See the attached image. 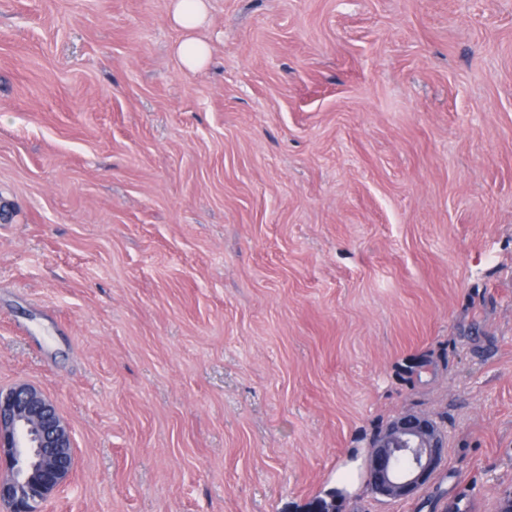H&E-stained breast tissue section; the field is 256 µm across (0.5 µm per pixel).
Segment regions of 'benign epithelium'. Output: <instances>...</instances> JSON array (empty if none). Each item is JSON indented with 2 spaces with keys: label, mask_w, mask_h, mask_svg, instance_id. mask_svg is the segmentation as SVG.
<instances>
[{
  "label": "benign epithelium",
  "mask_w": 512,
  "mask_h": 512,
  "mask_svg": "<svg viewBox=\"0 0 512 512\" xmlns=\"http://www.w3.org/2000/svg\"><path fill=\"white\" fill-rule=\"evenodd\" d=\"M447 447L433 418L404 412L371 439L366 485L388 500L412 497L438 471ZM73 467L72 433L54 403L32 386L0 391V505L39 512Z\"/></svg>",
  "instance_id": "1"
}]
</instances>
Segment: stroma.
Here are the masks:
<instances>
[{
    "label": "stroma",
    "mask_w": 512,
    "mask_h": 512,
    "mask_svg": "<svg viewBox=\"0 0 512 512\" xmlns=\"http://www.w3.org/2000/svg\"><path fill=\"white\" fill-rule=\"evenodd\" d=\"M0 0V389L43 512H495L512 490V0ZM445 463L371 493V438ZM207 16L205 0H172V22L185 34L176 48V55L190 71L203 67L210 56L209 43L196 34L205 25ZM73 467L72 433L54 403L32 386L0 391V505L38 512L68 483ZM447 447L433 418L404 412L371 439L366 485L388 500L412 497L438 471Z\"/></svg>",
    "instance_id": "1"
}]
</instances>
